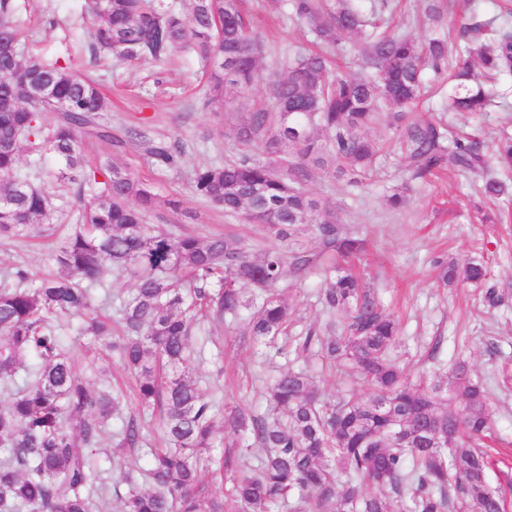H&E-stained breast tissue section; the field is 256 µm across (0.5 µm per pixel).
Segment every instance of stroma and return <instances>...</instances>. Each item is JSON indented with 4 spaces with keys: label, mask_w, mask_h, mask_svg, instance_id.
Returning a JSON list of instances; mask_svg holds the SVG:
<instances>
[{
    "label": "stroma",
    "mask_w": 512,
    "mask_h": 512,
    "mask_svg": "<svg viewBox=\"0 0 512 512\" xmlns=\"http://www.w3.org/2000/svg\"><path fill=\"white\" fill-rule=\"evenodd\" d=\"M19 3L28 53L46 62L66 60L77 73L97 82L108 100L103 121L111 135L82 134L84 155L89 164L113 162L148 184L158 199L156 210L147 218L149 224L179 234H220L252 255L287 249L289 244L266 225L224 214L192 188L193 170L200 163H222L245 153L266 161L273 155L265 139L244 144L236 133L251 112L272 109L269 86L274 78L286 76L289 55L313 46L312 34L281 0H242V9L263 45L258 75L250 87L226 86L220 102L213 105L208 102L206 66L189 46L175 47L163 62H115L106 68L95 62L88 48L83 0ZM506 7L505 0H388L384 15L396 32L423 42L445 34L458 38L460 22H483L500 16ZM426 80L435 91L410 112V119L439 118L453 132L486 140L503 132L512 134V95L478 115L443 113L436 88L445 85V75L430 73ZM388 111V106H380V119L365 131L369 140L385 144L386 149L362 186L352 187L347 177L315 168L304 188L326 203L346 231L365 240V253L354 268L400 320L403 341L394 351L397 362L444 382L455 361L463 358L473 380L485 387L494 410L486 479L495 489L512 481V222L488 224L484 218L512 213V195L487 200L478 184L464 175L450 180L430 174L413 177L401 153L389 146L395 132L385 120ZM139 125L147 126L154 140L183 147L179 168L156 170L139 143L124 137L125 129ZM58 168V161L51 157L44 169L30 173L34 184L53 189L54 212L49 222L54 230L40 239L0 242V284L17 266L36 279L53 270L52 255L78 206L74 186L59 185ZM400 189L406 205L395 210L387 199ZM471 258L485 261L488 282L502 296L498 307H484L479 289L439 282L438 262L460 265ZM280 285L287 290L297 319L293 335L323 327L327 313L318 299L324 286L321 274L302 280L288 272ZM288 364L310 366L316 387L325 395L358 398L363 394L362 388L336 372L322 369L317 359L292 350ZM198 372L216 415H223L228 405L263 411L273 364L263 346L240 335L232 324L215 331Z\"/></svg>",
    "instance_id": "stroma-1"
}]
</instances>
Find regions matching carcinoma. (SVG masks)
Segmentation results:
<instances>
[{"mask_svg": "<svg viewBox=\"0 0 512 512\" xmlns=\"http://www.w3.org/2000/svg\"><path fill=\"white\" fill-rule=\"evenodd\" d=\"M322 45L297 52L288 76L275 81L276 114L252 113L237 132L252 142L264 133L288 157L262 162L244 154L227 164L195 168L193 190L229 215L252 218L255 211L282 240L316 221L324 249L342 257L362 250V240L344 234L319 215L320 201L302 183L308 163L345 174L360 186L373 168L378 148L363 135L374 121L378 101L394 109L398 143L413 176L447 163L479 175L494 161L512 167V139L488 144L478 136H455L440 121H403V111L425 94L426 71L448 67L443 112L478 114L493 105L486 83L512 77V31L487 23H460L466 54L448 64V40L419 43L377 23V9L360 0H285ZM88 30L95 58L131 62L166 58L182 43L204 60H224L212 70L215 91L248 86L256 76L261 46L236 0H190L188 9L159 0H88ZM13 0H0V240L36 238L40 220L52 208V193L19 171L22 147L43 164L44 152L64 163L60 179L77 185L76 223L55 250L57 271L32 284L17 266L12 283L0 287V386L10 400L0 406V512H93L105 498L108 479L94 465L110 423L112 460L144 452L146 487L126 478L119 512H505V499L486 484L489 455L482 448L492 412L484 388L457 363L448 383L463 399L448 409L442 384L413 379L392 358L401 343L398 323L360 276L340 271L329 277L319 301L330 315L326 328L312 327L296 339L344 378L366 387L359 399L323 397L306 369L279 367L266 392V411L224 408L217 424L213 403L197 379L195 358L211 337L204 323L240 319L258 342L271 344L288 334L293 309L276 288L284 267L302 277L315 268L311 252L267 250L257 258L224 237L175 236L144 223L155 194L134 175L111 163L91 167L80 152V133L100 127L104 100L94 81L69 65L26 57ZM358 37L375 70L372 79L331 72L332 54L346 37ZM58 112L50 133L43 116ZM158 168L179 166V146H159L133 131ZM508 183L486 178L481 194L496 199ZM134 281L117 297L118 333L95 306L112 300V274ZM443 283L485 284L479 260L441 266ZM88 337L86 355L97 358L101 342L109 357L134 375L142 413L124 416L123 395L95 387L78 369L62 342L71 319ZM160 414L165 447L145 449L143 414ZM451 431L441 447L434 433ZM224 455L211 449L226 440ZM263 450L257 465L250 446ZM232 473V487L216 496L205 482L211 467Z\"/></svg>", "mask_w": 512, "mask_h": 512, "instance_id": "cac0c4a2", "label": "carcinoma"}]
</instances>
